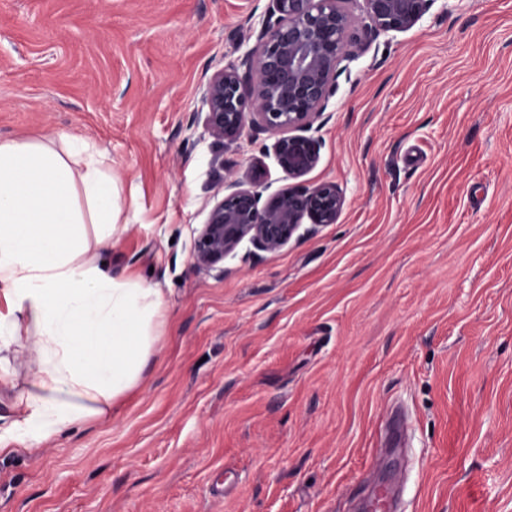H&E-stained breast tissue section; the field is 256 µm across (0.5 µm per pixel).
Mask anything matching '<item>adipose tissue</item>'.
Returning a JSON list of instances; mask_svg holds the SVG:
<instances>
[{
	"mask_svg": "<svg viewBox=\"0 0 512 512\" xmlns=\"http://www.w3.org/2000/svg\"><path fill=\"white\" fill-rule=\"evenodd\" d=\"M105 159L74 135L0 139V386L15 384L7 351L35 345L38 370L12 423L33 448L109 418L166 322L161 288L103 263L122 213Z\"/></svg>",
	"mask_w": 512,
	"mask_h": 512,
	"instance_id": "adipose-tissue-1",
	"label": "adipose tissue"
}]
</instances>
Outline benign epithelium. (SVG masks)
<instances>
[{
	"label": "benign epithelium",
	"instance_id": "obj_1",
	"mask_svg": "<svg viewBox=\"0 0 512 512\" xmlns=\"http://www.w3.org/2000/svg\"><path fill=\"white\" fill-rule=\"evenodd\" d=\"M365 2L370 28L388 32L411 29L432 0ZM355 27L337 0H273L254 48L239 65L208 79L202 101L209 134L234 142L249 126L275 136L278 164L297 184L263 202L260 171L247 181L225 174L194 239V265L213 269L245 240L260 251L277 252L306 217L314 224L338 221L345 199L336 184L309 185L300 178L319 163L318 143L309 131L336 93L339 65Z\"/></svg>",
	"mask_w": 512,
	"mask_h": 512
}]
</instances>
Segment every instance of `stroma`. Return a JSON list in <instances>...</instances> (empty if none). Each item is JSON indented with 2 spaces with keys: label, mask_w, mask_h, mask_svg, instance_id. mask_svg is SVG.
<instances>
[{
  "label": "stroma",
  "mask_w": 512,
  "mask_h": 512,
  "mask_svg": "<svg viewBox=\"0 0 512 512\" xmlns=\"http://www.w3.org/2000/svg\"><path fill=\"white\" fill-rule=\"evenodd\" d=\"M271 5L0 0V139L105 149L135 212L112 273L168 305L107 421L27 451L0 392V512H355L395 410L399 512H512V0H433L348 45L305 177L341 189L338 222L199 268L225 169L292 184L273 136L204 126Z\"/></svg>",
  "instance_id": "35a3bbf8"
}]
</instances>
